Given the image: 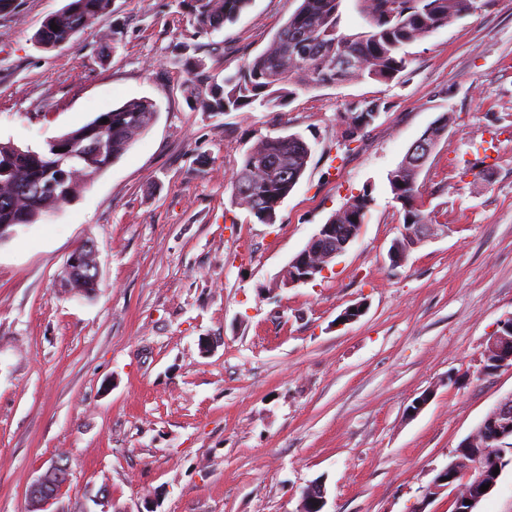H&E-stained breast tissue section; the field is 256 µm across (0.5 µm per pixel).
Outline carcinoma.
<instances>
[{
  "instance_id": "obj_1",
  "label": "carcinoma",
  "mask_w": 512,
  "mask_h": 512,
  "mask_svg": "<svg viewBox=\"0 0 512 512\" xmlns=\"http://www.w3.org/2000/svg\"><path fill=\"white\" fill-rule=\"evenodd\" d=\"M200 30L220 31L234 21L252 0H191ZM367 20L365 31L348 33L342 28V0H300L296 11L275 33L268 47L235 74L217 81L197 61L180 60L188 74L187 96L198 110L213 116L238 112L258 102L273 105L309 89L342 81L373 79L389 81L403 72L408 60L405 46L422 40L440 28L477 9L479 0H357ZM111 0H69L49 16L34 35L35 45L53 49L71 40L98 16ZM57 25L58 30L51 29ZM350 56L354 68L336 67V58ZM380 111L368 102L353 112V122L343 131L348 140L357 138L361 126H370ZM155 104L133 99L99 113L90 122L64 134L74 155L55 171L58 157L50 148L23 150L0 141V225L33 224L59 206L72 201L98 175L118 161L134 141L148 130L155 118ZM108 119L102 124L100 120ZM310 159L306 141L299 135L267 137L251 147L235 183L248 194L236 199L260 223L273 224L278 202L288 196L305 172ZM419 172L398 165L389 174L393 198L404 212V224H429L417 205ZM54 181L46 194H26L27 184ZM371 193L351 197L329 223L338 225L336 238H357L372 205Z\"/></svg>"
}]
</instances>
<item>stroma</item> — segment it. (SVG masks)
I'll list each match as a JSON object with an SVG mask.
<instances>
[{"instance_id": "stroma-1", "label": "stroma", "mask_w": 512, "mask_h": 512, "mask_svg": "<svg viewBox=\"0 0 512 512\" xmlns=\"http://www.w3.org/2000/svg\"><path fill=\"white\" fill-rule=\"evenodd\" d=\"M67 3L0 15V140L42 146L131 99L158 116L89 189L0 243V512H29L55 465L70 481L52 512H298L318 479L327 512H453L450 491L425 490L512 394V369L483 370L512 317V0H481L409 45L391 81L219 116L196 109L174 58L233 74L299 0H253L208 34L186 0H112L40 50L35 32ZM371 101L374 123L344 141L343 115ZM445 113L418 178L439 230L395 268L388 176ZM288 134L311 157L263 224L231 183L260 139ZM366 190L347 250L281 287L319 225ZM86 240L98 286L77 298L60 277Z\"/></svg>"}]
</instances>
